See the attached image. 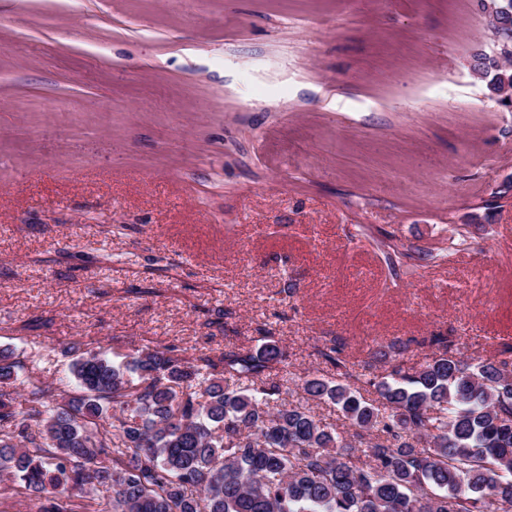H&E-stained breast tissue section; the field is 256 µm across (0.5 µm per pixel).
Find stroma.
<instances>
[{"mask_svg":"<svg viewBox=\"0 0 512 512\" xmlns=\"http://www.w3.org/2000/svg\"><path fill=\"white\" fill-rule=\"evenodd\" d=\"M481 0H0V350L405 366L512 343V107ZM478 221H471V214ZM467 245L449 247L455 231ZM417 248L391 273L390 245Z\"/></svg>","mask_w":512,"mask_h":512,"instance_id":"35a3bbf8","label":"stroma"}]
</instances>
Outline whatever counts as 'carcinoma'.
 Returning a JSON list of instances; mask_svg holds the SVG:
<instances>
[{"mask_svg":"<svg viewBox=\"0 0 512 512\" xmlns=\"http://www.w3.org/2000/svg\"><path fill=\"white\" fill-rule=\"evenodd\" d=\"M504 7L483 0L498 55L475 54L472 71L511 106ZM411 258L410 248L385 254L393 271ZM422 344L436 352L420 369L398 364L364 382L339 348L317 350L336 373L308 375L302 389L338 408L342 436L283 398L275 340L194 358L147 344L121 363L73 342L77 394L36 375L0 388V477L38 512H512V346L474 363L448 336ZM407 350L380 344L374 357ZM21 368L0 350V385Z\"/></svg>","mask_w":512,"mask_h":512,"instance_id":"carcinoma-1","label":"carcinoma"}]
</instances>
